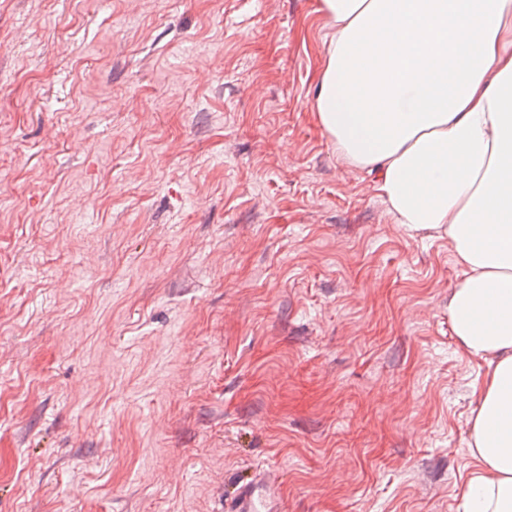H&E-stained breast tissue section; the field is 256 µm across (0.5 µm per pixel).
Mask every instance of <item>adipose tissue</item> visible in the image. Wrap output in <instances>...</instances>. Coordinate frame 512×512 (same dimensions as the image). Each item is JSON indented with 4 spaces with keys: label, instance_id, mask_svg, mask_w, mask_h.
I'll list each match as a JSON object with an SVG mask.
<instances>
[{
    "label": "adipose tissue",
    "instance_id": "adipose-tissue-1",
    "mask_svg": "<svg viewBox=\"0 0 512 512\" xmlns=\"http://www.w3.org/2000/svg\"><path fill=\"white\" fill-rule=\"evenodd\" d=\"M313 108L397 224L447 234L457 344L487 366L463 512H512V0H317Z\"/></svg>",
    "mask_w": 512,
    "mask_h": 512
}]
</instances>
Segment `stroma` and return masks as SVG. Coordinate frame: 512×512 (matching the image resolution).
I'll use <instances>...</instances> for the list:
<instances>
[{
  "mask_svg": "<svg viewBox=\"0 0 512 512\" xmlns=\"http://www.w3.org/2000/svg\"><path fill=\"white\" fill-rule=\"evenodd\" d=\"M317 0H0V512H462L445 234L312 113ZM224 511H283L280 472L273 467L256 469L249 481L241 484L232 496L224 498Z\"/></svg>",
  "mask_w": 512,
  "mask_h": 512,
  "instance_id": "35a3bbf8",
  "label": "stroma"
}]
</instances>
